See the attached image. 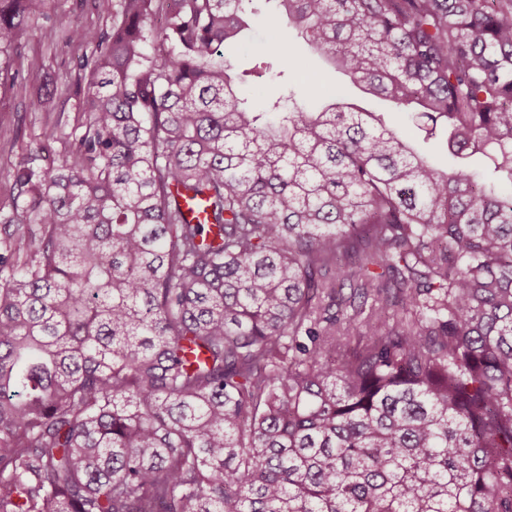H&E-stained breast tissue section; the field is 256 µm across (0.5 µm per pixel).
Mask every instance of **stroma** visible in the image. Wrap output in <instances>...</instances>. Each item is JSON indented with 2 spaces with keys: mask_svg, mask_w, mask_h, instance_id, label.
I'll return each mask as SVG.
<instances>
[{
  "mask_svg": "<svg viewBox=\"0 0 512 512\" xmlns=\"http://www.w3.org/2000/svg\"><path fill=\"white\" fill-rule=\"evenodd\" d=\"M275 8L274 0H253L250 30L224 47L225 59L236 70L251 68L258 56H276L277 48L266 32ZM109 24L93 0H47L38 24L24 27L13 49L0 52V203L14 197L10 171L22 154L36 146L43 127L58 121L70 128L82 120L72 88L84 76L78 68L83 48L75 42L65 43V33ZM319 81L344 88L369 111L389 109L386 101L350 86L341 73L318 58L312 59L309 70L264 81L261 95L251 102L260 110L266 100L286 89L301 94Z\"/></svg>",
  "mask_w": 512,
  "mask_h": 512,
  "instance_id": "obj_1",
  "label": "stroma"
}]
</instances>
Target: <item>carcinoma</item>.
<instances>
[{"label":"carcinoma","instance_id":"1","mask_svg":"<svg viewBox=\"0 0 512 512\" xmlns=\"http://www.w3.org/2000/svg\"><path fill=\"white\" fill-rule=\"evenodd\" d=\"M275 2L240 75L250 0L76 32L84 120L0 204V512H512V0ZM298 39L461 162L336 89L252 110ZM253 16L251 29L234 42L224 47V57L237 71L251 68L259 55L274 57L277 55L276 44L267 36L266 28L275 14L276 4L266 0H254L250 5ZM390 118L395 121L402 134L415 143L423 152L436 157L439 163L448 167V153L442 148L440 138H425V132L418 128V124L413 122L409 115L401 113H392Z\"/></svg>","mask_w":512,"mask_h":512}]
</instances>
